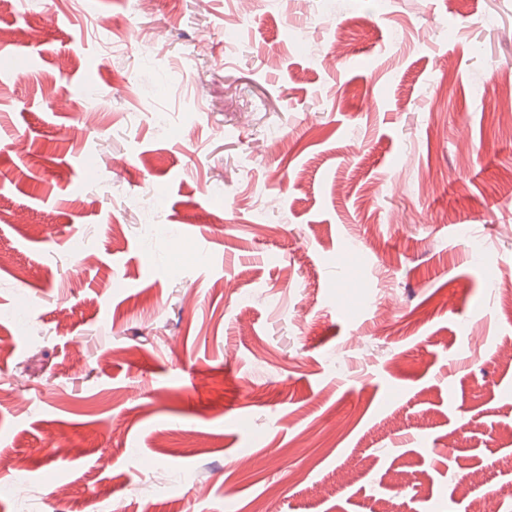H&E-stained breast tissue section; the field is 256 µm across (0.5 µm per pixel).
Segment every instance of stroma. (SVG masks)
I'll list each match as a JSON object with an SVG mask.
<instances>
[{
    "instance_id": "35a3bbf8",
    "label": "stroma",
    "mask_w": 512,
    "mask_h": 512,
    "mask_svg": "<svg viewBox=\"0 0 512 512\" xmlns=\"http://www.w3.org/2000/svg\"><path fill=\"white\" fill-rule=\"evenodd\" d=\"M507 82L512 0L0 6L27 512H512ZM477 483L476 475L471 473H465L460 476L457 481L456 490L463 499L469 500V512H488V502H490L494 493L486 492L482 495H473L474 486Z\"/></svg>"
}]
</instances>
